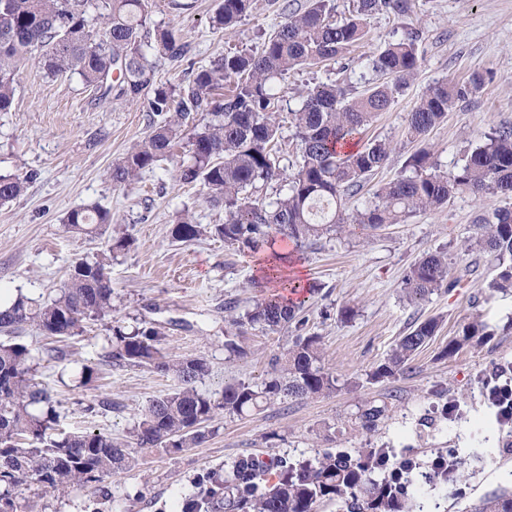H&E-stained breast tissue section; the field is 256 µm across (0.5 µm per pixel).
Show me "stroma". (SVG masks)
<instances>
[{
  "label": "stroma",
  "mask_w": 512,
  "mask_h": 512,
  "mask_svg": "<svg viewBox=\"0 0 512 512\" xmlns=\"http://www.w3.org/2000/svg\"><path fill=\"white\" fill-rule=\"evenodd\" d=\"M166 2L157 0L153 21L177 30L191 45V61L200 65L230 50L259 49L286 14V0H253L235 28L222 30L212 24L217 0H194L184 13L169 10ZM410 27L423 31L421 67L366 132L389 140L393 153L359 194L346 198L347 210L402 175L406 158L419 146L429 147L447 171L485 134L512 123V0H414L409 15H374L367 37L351 50V67L362 71L367 56ZM474 72L486 77L482 90L450 112L423 143L410 142L406 116L417 97L435 82L462 80ZM153 120L143 102L97 99L79 77H54L31 62L20 68L12 110L0 113V174L28 180L20 197L0 205V291L54 298L71 265L105 252L112 231L133 240L108 267L111 318L86 322L70 337L69 360L51 359L49 341L34 327L21 333L37 379L55 399L61 429L128 440L141 410L175 388L172 377L151 367L105 362L117 325L129 331L145 321L155 323L166 351L205 358L210 374L201 388L209 393L240 380L261 383L271 356L300 333L320 336L323 362L343 385L328 395L277 400L243 417L219 414L200 445L176 453L140 450L130 469L99 483L51 495L29 487L21 512H179L181 493L237 457L296 463L338 448L388 449L392 468L412 459L413 512H470L493 493L512 492V431L499 422L483 386L484 378L502 366L512 378V293L490 289L495 270L486 255L461 249L475 232L476 216L506 206V199L460 194L447 208L295 252L291 262L300 266L302 282L320 287L297 297L306 324L274 334L248 330L243 338L248 356L230 359L224 352L225 307L241 310L269 295V288L255 284V268L265 252L243 254L213 238L189 245L172 241L169 229L182 208L192 209L201 224L224 221L223 211L203 201L200 186L175 181L174 160L131 185L113 187V162L149 133ZM91 206L110 210L112 226L92 236L67 232V212ZM436 250L451 258L457 286L407 303L401 291L406 274ZM347 305L357 314L344 322L339 311ZM429 317L440 319V331L412 361L410 372L378 383L362 381L413 320ZM473 321L485 325L486 337L452 358L442 357L449 339ZM85 365L93 370L87 385L81 382ZM382 403L389 411L376 431L352 424L359 407ZM439 455L460 460L456 481L430 480Z\"/></svg>",
  "instance_id": "stroma-1"
}]
</instances>
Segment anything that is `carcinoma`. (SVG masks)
Wrapping results in <instances>:
<instances>
[{"label":"carcinoma","mask_w":512,"mask_h":512,"mask_svg":"<svg viewBox=\"0 0 512 512\" xmlns=\"http://www.w3.org/2000/svg\"><path fill=\"white\" fill-rule=\"evenodd\" d=\"M413 0H357L355 11L335 17L332 0H309L302 12L292 11L257 51L227 52L206 66L190 63L177 85H156L157 61L181 66L190 44L173 30L151 25L155 0H0V112L11 111L18 66L33 59L48 74H77L99 98L114 94L144 100L148 111L162 117L150 133L112 164L115 188L125 187L159 162L173 156L184 126L194 113L210 120L192 131L187 158L180 161L176 182L200 184L205 201L224 211L221 224H200L184 208L173 220L171 236L193 243L218 238L240 252H255L277 234L296 246L333 239L342 233L361 234L385 224H401L417 211L435 210L457 194L475 198L500 195L512 199V124L494 129L465 151L452 170L442 172L426 147L412 153L404 174L380 186L362 208L348 213L343 197L358 191L384 167L393 152L390 141L360 144L373 120L389 110L397 95L416 76L422 32L411 29L391 40L368 60L358 80L367 84L357 94L349 84L318 82L301 93L288 111L300 161L289 173L280 166L275 145L281 128V82L302 68L343 61L365 35L367 20L385 11L407 13ZM251 0H220L213 23L232 27L246 16ZM485 76L436 82L421 94L406 117V137L421 141L459 103L480 91ZM231 89L224 90V87ZM275 183L272 196L257 189ZM26 179L0 175V203L22 195ZM112 214L97 207L68 212L65 228L91 235ZM475 236L462 250L489 255L493 290H512V205L477 216ZM448 253L435 251L420 259L406 275V301L415 304L442 288L455 286ZM107 258L80 260L71 266L60 294L39 302L19 293L0 308V512H18L23 486L61 493L74 485L103 480L128 469L135 458L128 445L101 431L53 436L57 413L51 394L36 380L28 345L14 337L25 326L57 342L77 333L88 320L112 316V283ZM302 326L300 309L279 296L256 301L231 314L224 330V351L234 358L248 355L240 340L244 329L279 333L291 324ZM440 321L428 318L410 327L390 353L365 373L367 382L395 378L438 333ZM482 335L469 323L448 340V358ZM163 333L152 323L130 332L113 330L105 357L118 364L149 365L172 376L176 388L142 410L132 434L139 449L176 452L205 439V423L218 412L242 416L281 398L330 394L338 378L322 362L320 337L297 335L292 345L269 361L268 378L260 385L239 381L215 396L199 389L209 373L202 357L174 358L161 347ZM386 406L371 405L356 416L371 432L385 416ZM387 449L362 448L325 452L312 462L281 465L241 457L227 469H214L184 494L181 512H315L316 504L348 500L349 512H408L407 478H374ZM474 512H512V495L492 494Z\"/></svg>","instance_id":"1"}]
</instances>
